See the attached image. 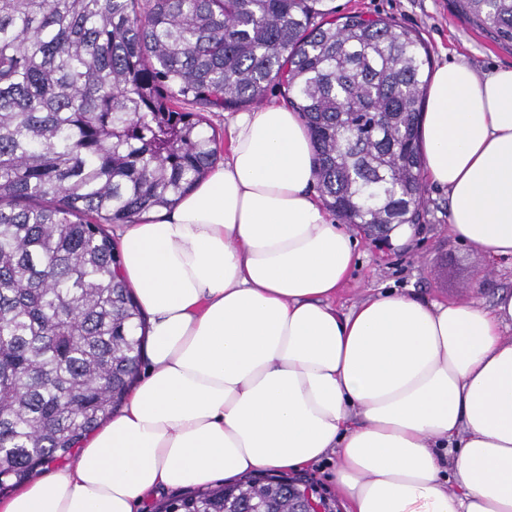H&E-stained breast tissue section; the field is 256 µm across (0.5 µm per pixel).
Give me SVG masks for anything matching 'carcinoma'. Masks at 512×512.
<instances>
[{
	"label": "carcinoma",
	"mask_w": 512,
	"mask_h": 512,
	"mask_svg": "<svg viewBox=\"0 0 512 512\" xmlns=\"http://www.w3.org/2000/svg\"><path fill=\"white\" fill-rule=\"evenodd\" d=\"M330 0H0V489L69 459L137 379L146 318L107 226L173 206L213 167L205 112L276 90L326 207L367 234L423 218L430 54ZM512 44V0H457ZM281 474L155 512H294Z\"/></svg>",
	"instance_id": "carcinoma-1"
}]
</instances>
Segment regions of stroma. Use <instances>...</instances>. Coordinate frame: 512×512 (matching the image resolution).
<instances>
[{"label":"stroma","mask_w":512,"mask_h":512,"mask_svg":"<svg viewBox=\"0 0 512 512\" xmlns=\"http://www.w3.org/2000/svg\"><path fill=\"white\" fill-rule=\"evenodd\" d=\"M337 14L359 13L389 17L416 29L433 66L463 61L480 71L512 66V45L500 43L488 30L460 15L456 0H331ZM359 259L336 298L339 310L379 290H414L420 297L441 302L476 299L492 304L497 292L512 289V264L492 263L448 230V192L426 184L424 222L403 246L378 249L360 236ZM335 461L324 460L299 469L332 512H346L336 489Z\"/></svg>","instance_id":"1"}]
</instances>
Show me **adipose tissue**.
Returning <instances> with one entry per match:
<instances>
[{
    "label": "adipose tissue",
    "instance_id": "obj_1",
    "mask_svg": "<svg viewBox=\"0 0 512 512\" xmlns=\"http://www.w3.org/2000/svg\"><path fill=\"white\" fill-rule=\"evenodd\" d=\"M422 137L451 235L512 261V67L437 69ZM313 157L298 113H238L223 163L126 225L145 374L74 463L0 512H134L330 453L347 512H512V290L488 306L391 291L339 313L358 240L316 201Z\"/></svg>",
    "mask_w": 512,
    "mask_h": 512
}]
</instances>
